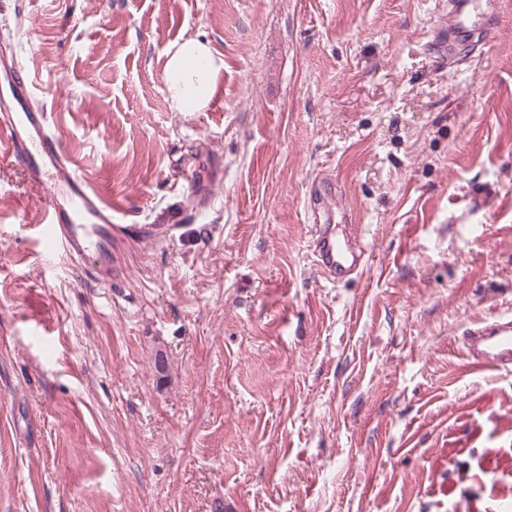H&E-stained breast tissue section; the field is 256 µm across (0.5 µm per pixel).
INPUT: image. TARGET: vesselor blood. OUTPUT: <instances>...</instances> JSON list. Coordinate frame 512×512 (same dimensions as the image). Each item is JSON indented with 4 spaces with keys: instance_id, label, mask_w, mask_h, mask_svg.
Listing matches in <instances>:
<instances>
[{
    "instance_id": "b4317fda",
    "label": "vessel or blood",
    "mask_w": 512,
    "mask_h": 512,
    "mask_svg": "<svg viewBox=\"0 0 512 512\" xmlns=\"http://www.w3.org/2000/svg\"><path fill=\"white\" fill-rule=\"evenodd\" d=\"M498 0H449L448 26L441 34L458 53L486 45L498 18ZM23 166L30 183L47 189L35 216L36 239L46 252L98 254L112 241V202L75 173L49 112L35 96L33 75L16 57L0 54V145ZM335 194L309 192L306 205L318 223L311 236L315 262L330 281L356 276L369 259L357 225L337 232L331 224ZM464 349L472 371L512 372V315L467 328Z\"/></svg>"
}]
</instances>
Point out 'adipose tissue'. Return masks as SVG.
<instances>
[{
  "label": "adipose tissue",
  "mask_w": 512,
  "mask_h": 512,
  "mask_svg": "<svg viewBox=\"0 0 512 512\" xmlns=\"http://www.w3.org/2000/svg\"><path fill=\"white\" fill-rule=\"evenodd\" d=\"M223 68V58L213 52L208 42L186 36L173 43L164 68L173 110L196 112L206 106Z\"/></svg>",
  "instance_id": "1"
}]
</instances>
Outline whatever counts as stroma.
<instances>
[{
    "label": "stroma",
    "instance_id": "stroma-1",
    "mask_svg": "<svg viewBox=\"0 0 512 512\" xmlns=\"http://www.w3.org/2000/svg\"><path fill=\"white\" fill-rule=\"evenodd\" d=\"M448 0H0L76 172L118 205L111 281L48 255L0 157V512H498L512 374V5L449 57ZM224 57L176 112L169 46ZM370 259L321 277L305 199ZM167 370L157 373L156 353ZM474 372H512V315L476 323L467 328L463 340Z\"/></svg>",
    "mask_w": 512,
    "mask_h": 512
}]
</instances>
